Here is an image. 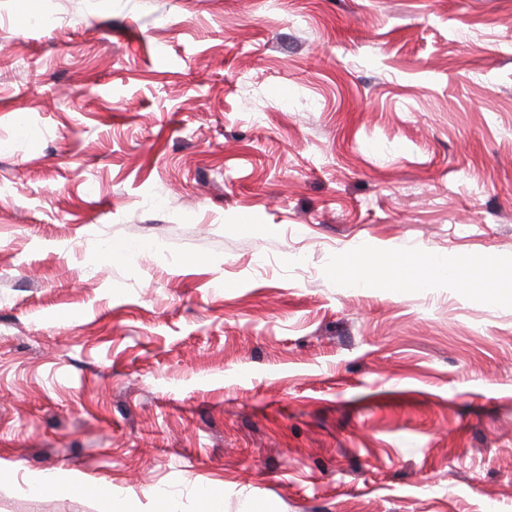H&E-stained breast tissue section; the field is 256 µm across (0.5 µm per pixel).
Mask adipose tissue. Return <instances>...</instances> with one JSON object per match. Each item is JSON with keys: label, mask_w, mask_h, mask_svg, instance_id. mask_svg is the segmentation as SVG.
Wrapping results in <instances>:
<instances>
[{"label": "adipose tissue", "mask_w": 512, "mask_h": 512, "mask_svg": "<svg viewBox=\"0 0 512 512\" xmlns=\"http://www.w3.org/2000/svg\"><path fill=\"white\" fill-rule=\"evenodd\" d=\"M499 264L498 258L489 257L482 270L471 275L460 265L447 264L428 257L419 262L403 261L393 265L383 279L394 288H450L468 279L487 285L492 282Z\"/></svg>", "instance_id": "ef3b65f1"}]
</instances>
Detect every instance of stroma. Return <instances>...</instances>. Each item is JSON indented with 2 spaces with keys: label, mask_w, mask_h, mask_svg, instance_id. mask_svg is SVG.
<instances>
[{
  "label": "stroma",
  "mask_w": 512,
  "mask_h": 512,
  "mask_svg": "<svg viewBox=\"0 0 512 512\" xmlns=\"http://www.w3.org/2000/svg\"><path fill=\"white\" fill-rule=\"evenodd\" d=\"M425 253L498 299L338 274ZM0 460V512H512V0H0Z\"/></svg>",
  "instance_id": "35a3bbf8"
}]
</instances>
